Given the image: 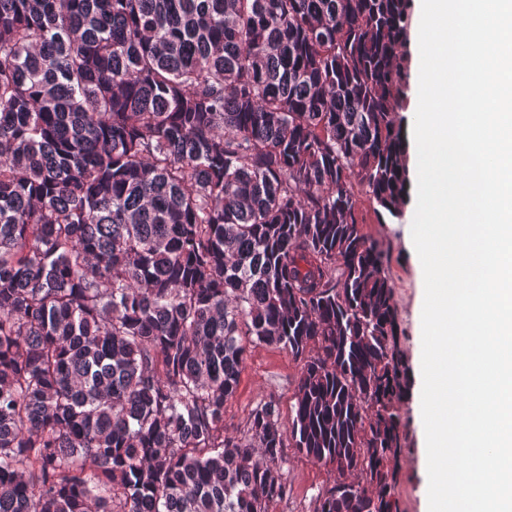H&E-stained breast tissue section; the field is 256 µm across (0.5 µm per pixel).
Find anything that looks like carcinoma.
<instances>
[{"instance_id": "1", "label": "carcinoma", "mask_w": 512, "mask_h": 512, "mask_svg": "<svg viewBox=\"0 0 512 512\" xmlns=\"http://www.w3.org/2000/svg\"><path fill=\"white\" fill-rule=\"evenodd\" d=\"M413 0H0V512H399ZM292 426L224 434L246 346ZM300 374V361L288 352L266 345H248L237 391L224 405V433L242 432L250 411L268 400L277 402L279 425L289 433L290 405ZM288 479V497L276 501L272 512H313L319 493L339 480L337 473L329 467L315 463L292 445L283 448Z\"/></svg>"}]
</instances>
